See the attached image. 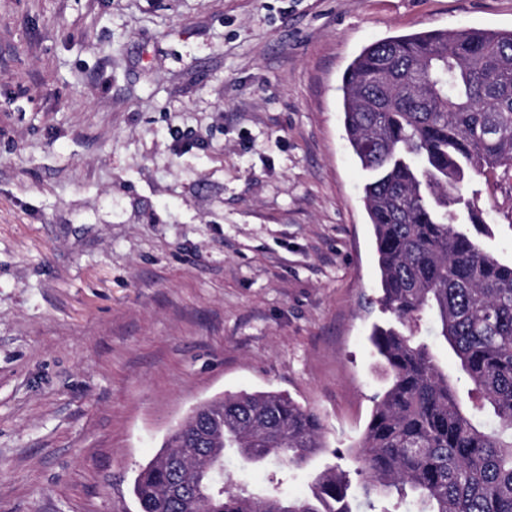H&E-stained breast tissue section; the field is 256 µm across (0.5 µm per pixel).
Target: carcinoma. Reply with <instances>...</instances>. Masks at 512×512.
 <instances>
[{"mask_svg": "<svg viewBox=\"0 0 512 512\" xmlns=\"http://www.w3.org/2000/svg\"><path fill=\"white\" fill-rule=\"evenodd\" d=\"M344 125L371 173L365 201L382 309L370 341L385 378L359 446L370 512H512V264L454 223L464 167L512 170V32L429 31L366 47L344 77ZM469 384L461 395L424 318ZM325 447L320 417L277 391L216 398L143 466L139 512H354L349 473L323 471L310 494L281 498L283 468ZM276 465L257 494L231 486L224 450Z\"/></svg>", "mask_w": 512, "mask_h": 512, "instance_id": "cac0c4a2", "label": "carcinoma"}]
</instances>
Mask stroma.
<instances>
[{
	"label": "stroma",
	"mask_w": 512,
	"mask_h": 512,
	"mask_svg": "<svg viewBox=\"0 0 512 512\" xmlns=\"http://www.w3.org/2000/svg\"><path fill=\"white\" fill-rule=\"evenodd\" d=\"M512 0H0V512H137L194 407L278 391L349 467L386 323L342 78ZM463 231L512 264V172Z\"/></svg>",
	"instance_id": "stroma-1"
}]
</instances>
